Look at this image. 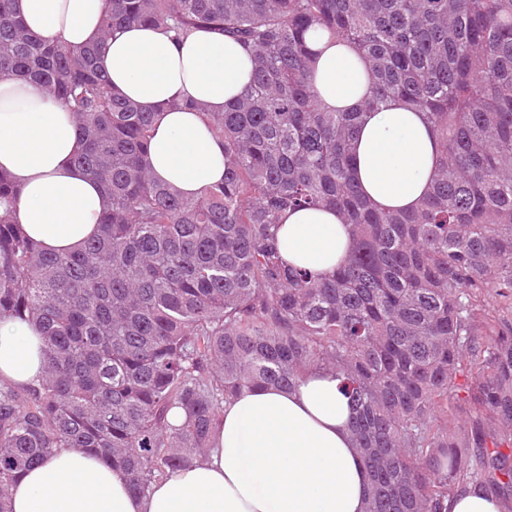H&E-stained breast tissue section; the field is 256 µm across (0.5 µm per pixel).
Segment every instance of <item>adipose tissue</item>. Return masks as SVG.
Wrapping results in <instances>:
<instances>
[{
	"label": "adipose tissue",
	"instance_id": "1",
	"mask_svg": "<svg viewBox=\"0 0 512 512\" xmlns=\"http://www.w3.org/2000/svg\"><path fill=\"white\" fill-rule=\"evenodd\" d=\"M27 26L52 44L95 43L107 0H15ZM313 86L336 112L360 111L374 86L361 51L321 34L312 42ZM121 96L160 112L149 141L151 176L183 195L202 196L224 179V144L185 100L223 111L248 88V50L224 34L197 30L181 40L148 26L115 32L97 57ZM353 174L383 211L415 209L440 156L423 112L395 99L362 113ZM80 147L71 112L31 81L0 80V172L19 187L15 220L37 244L79 251L108 208L100 187L75 166ZM277 248L288 264L329 273L352 248L336 210L284 215ZM42 336L20 319L0 320V382L36 383ZM352 412L330 373L294 389L262 388L225 401L206 459L133 494L126 473L77 448L58 449L11 489L12 512H365L368 471L350 430Z\"/></svg>",
	"mask_w": 512,
	"mask_h": 512
}]
</instances>
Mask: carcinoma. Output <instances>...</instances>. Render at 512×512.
I'll return each instance as SVG.
<instances>
[{
	"label": "carcinoma",
	"instance_id": "carcinoma-1",
	"mask_svg": "<svg viewBox=\"0 0 512 512\" xmlns=\"http://www.w3.org/2000/svg\"><path fill=\"white\" fill-rule=\"evenodd\" d=\"M13 3L0 0V78L68 107L75 162L111 205L81 251H47L13 220L19 190L0 173V320L37 324L44 357L38 384H0V512L60 448L123 469L145 495L206 457L224 401L313 370L351 403L366 512H444L478 480L512 490V0H108L100 39L68 48L28 30ZM141 24L177 38L210 28L251 49L239 98L222 112L189 103L224 140V182L199 198L150 175L156 113L96 65L115 30ZM316 28L366 56L364 110L402 98L439 136L418 209L379 211L355 185L362 113L318 104ZM314 207L352 232L328 275L275 247L283 214Z\"/></svg>",
	"mask_w": 512,
	"mask_h": 512
}]
</instances>
